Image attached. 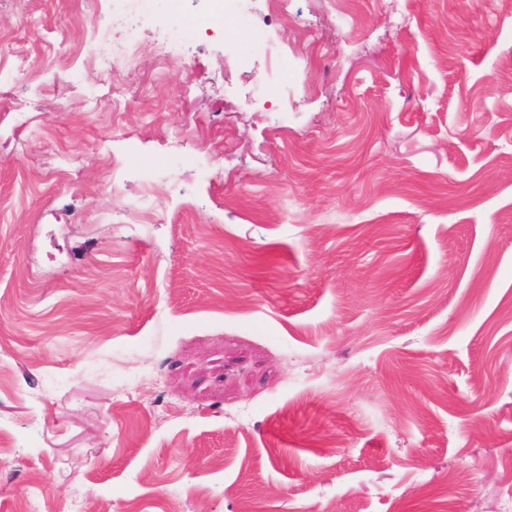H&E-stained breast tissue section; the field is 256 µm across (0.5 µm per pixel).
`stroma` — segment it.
Wrapping results in <instances>:
<instances>
[{
	"instance_id": "1",
	"label": "stroma",
	"mask_w": 512,
	"mask_h": 512,
	"mask_svg": "<svg viewBox=\"0 0 512 512\" xmlns=\"http://www.w3.org/2000/svg\"><path fill=\"white\" fill-rule=\"evenodd\" d=\"M209 8L0 0V512H504L512 8Z\"/></svg>"
}]
</instances>
